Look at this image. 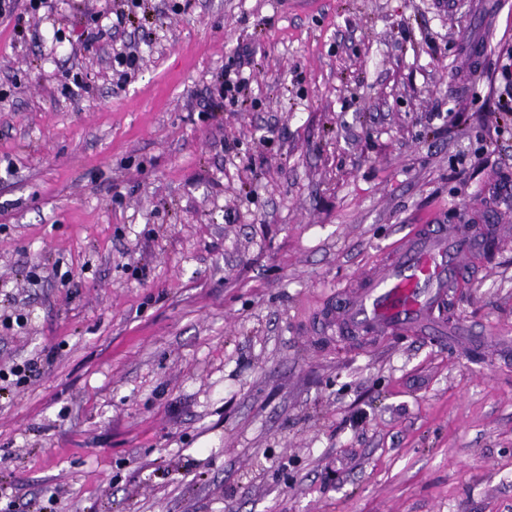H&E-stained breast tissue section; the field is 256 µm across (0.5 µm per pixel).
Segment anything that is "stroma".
Masks as SVG:
<instances>
[{
    "label": "stroma",
    "mask_w": 512,
    "mask_h": 512,
    "mask_svg": "<svg viewBox=\"0 0 512 512\" xmlns=\"http://www.w3.org/2000/svg\"><path fill=\"white\" fill-rule=\"evenodd\" d=\"M175 2L0 13V512H512V0ZM430 215L467 335L319 337ZM249 53L247 50L243 51L241 56H248ZM241 56H239L238 68L233 69L235 64L228 65L226 68L224 67V73L217 79V84L215 85V91L217 93V97L224 103V99L228 100L230 104H235L238 102L237 95L242 92L248 85L247 78L242 76V72L239 71V68L243 67L241 62ZM233 70V74L235 78L231 77V73Z\"/></svg>",
    "instance_id": "obj_1"
}]
</instances>
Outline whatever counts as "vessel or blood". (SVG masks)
<instances>
[{"mask_svg": "<svg viewBox=\"0 0 512 512\" xmlns=\"http://www.w3.org/2000/svg\"><path fill=\"white\" fill-rule=\"evenodd\" d=\"M498 225L419 224L396 243L391 260L343 289L321 317L324 331L351 336L446 335L441 321L452 288L482 236Z\"/></svg>", "mask_w": 512, "mask_h": 512, "instance_id": "vessel-or-blood-1", "label": "vessel or blood"}]
</instances>
